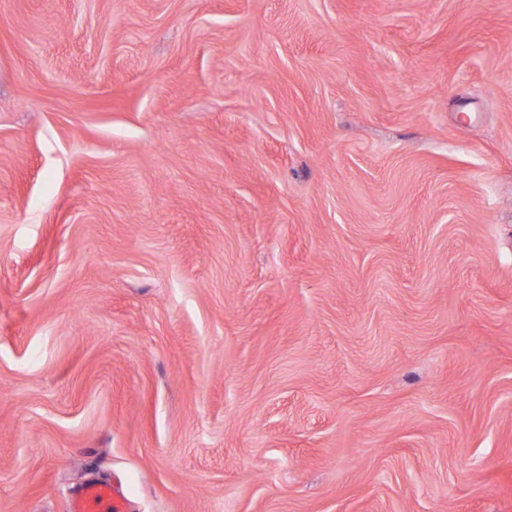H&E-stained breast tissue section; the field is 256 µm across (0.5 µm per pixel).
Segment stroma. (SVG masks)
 Segmentation results:
<instances>
[{"label": "stroma", "instance_id": "stroma-1", "mask_svg": "<svg viewBox=\"0 0 512 512\" xmlns=\"http://www.w3.org/2000/svg\"><path fill=\"white\" fill-rule=\"evenodd\" d=\"M512 512V0H0V512ZM126 500L103 482L86 481L70 503V512H125Z\"/></svg>", "mask_w": 512, "mask_h": 512}]
</instances>
